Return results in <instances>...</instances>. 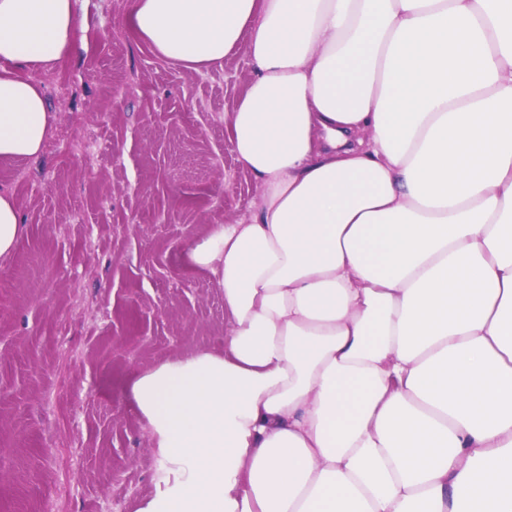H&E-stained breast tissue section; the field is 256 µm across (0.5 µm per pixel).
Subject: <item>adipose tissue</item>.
Returning <instances> with one entry per match:
<instances>
[{
	"label": "adipose tissue",
	"instance_id": "adipose-tissue-1",
	"mask_svg": "<svg viewBox=\"0 0 512 512\" xmlns=\"http://www.w3.org/2000/svg\"><path fill=\"white\" fill-rule=\"evenodd\" d=\"M76 0H0V160L54 117L27 73ZM196 73L245 50L225 115L248 217L185 251L223 352L137 374L160 468L136 512H512V0H129ZM27 233L0 192V259Z\"/></svg>",
	"mask_w": 512,
	"mask_h": 512
}]
</instances>
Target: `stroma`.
Instances as JSON below:
<instances>
[{
    "label": "stroma",
    "instance_id": "obj_1",
    "mask_svg": "<svg viewBox=\"0 0 512 512\" xmlns=\"http://www.w3.org/2000/svg\"><path fill=\"white\" fill-rule=\"evenodd\" d=\"M127 9L78 0L72 54L31 74L56 117L43 155L0 163L29 226L0 260V512H136L158 461L134 375L224 349V295L183 253L259 193L224 124L250 66L176 69Z\"/></svg>",
    "mask_w": 512,
    "mask_h": 512
}]
</instances>
